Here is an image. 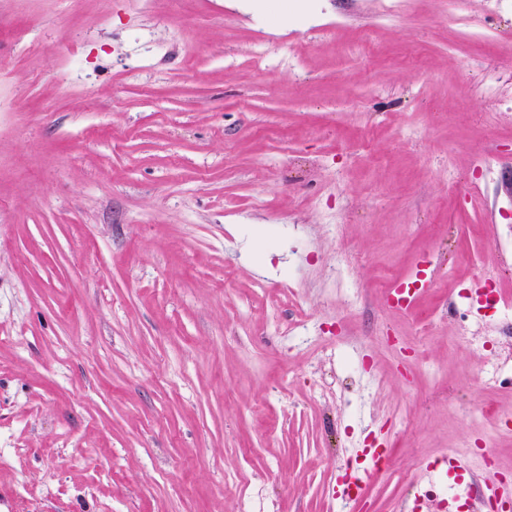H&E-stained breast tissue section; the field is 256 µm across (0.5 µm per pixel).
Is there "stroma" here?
I'll use <instances>...</instances> for the list:
<instances>
[{
  "label": "stroma",
  "instance_id": "stroma-1",
  "mask_svg": "<svg viewBox=\"0 0 512 512\" xmlns=\"http://www.w3.org/2000/svg\"><path fill=\"white\" fill-rule=\"evenodd\" d=\"M295 2L0 0V512H237L242 474L261 512H339L369 435L394 478L352 512L512 474L473 414L512 408L477 383L503 338L448 304L487 262L512 309V195L463 196L512 173V10ZM288 270L296 307L261 288Z\"/></svg>",
  "mask_w": 512,
  "mask_h": 512
}]
</instances>
